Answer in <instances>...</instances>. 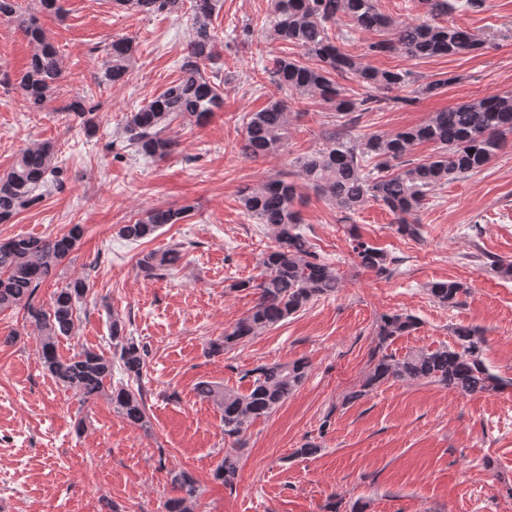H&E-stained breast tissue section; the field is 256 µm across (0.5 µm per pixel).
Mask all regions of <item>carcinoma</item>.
I'll return each instance as SVG.
<instances>
[{"label": "carcinoma", "mask_w": 512, "mask_h": 512, "mask_svg": "<svg viewBox=\"0 0 512 512\" xmlns=\"http://www.w3.org/2000/svg\"><path fill=\"white\" fill-rule=\"evenodd\" d=\"M37 8L17 17L15 0H0V19H19V26L33 47L28 66L18 82L27 108L43 109L64 74L59 49L39 23L41 12L58 13L60 0H36ZM219 0H115L127 10L145 15L172 14L189 8L192 33L179 66V77L164 91L126 116L124 142L146 158L165 159L177 141L166 134L171 124L182 119L203 124L214 112L224 110V89L205 75L206 63L218 58V35L212 19ZM424 19L401 23L381 12L377 0H270L273 40L291 43L317 59L309 66L288 55L276 56L264 69L277 90L289 91L294 101L274 98L245 123L240 145L242 154L261 159L284 151L292 119L301 115L292 103L311 100L336 112L333 128L324 135L322 148L298 161L292 176L268 178L247 184L238 191L247 214L263 225L275 245L260 260L256 277L238 280L233 290H251L255 304L224 334L209 342V350L220 354L298 313L311 301L332 295L342 288L343 276L336 267L319 258L301 232L295 209L298 183L315 189L336 205L349 221L370 200L383 204L397 219V231L411 237L421 235L418 213L430 192L439 184L484 168L507 144L512 134V92L476 98L456 107L433 112L421 124L395 134L371 133L354 136L362 116L406 102L391 95L393 90L416 82L409 70H380L362 58L347 54L329 36L328 26L346 17L354 29L374 34L367 54L398 53L410 59L450 57L476 51L481 41L470 32L442 25L438 19L454 9L457 0H420ZM137 52L135 39L114 36L97 77L98 83H124L130 75ZM354 78L384 92L353 99L338 79ZM102 106L84 96L73 99L63 112L84 118ZM432 143L438 152L425 160L408 159L414 147ZM62 184L56 150L49 142H33L22 149L11 169L0 176V223L10 222L21 210L39 200L38 190L48 182ZM192 206L157 207L144 212L130 224H120L117 234L131 241L150 237L167 225L180 224ZM82 227L73 225L56 236H17L0 241V312L21 308L36 333L40 363L52 379L72 391L80 405L106 399L131 426L151 430L141 389L129 384L112 385L114 363L127 378L140 380L147 351L127 335L126 325L114 317L109 325L112 356L80 347L68 356L59 352L63 338L75 334L76 303L86 295L89 284L76 278L56 291L50 303L36 301L41 285L57 272L74 251ZM352 253L357 265L378 275L391 273L396 258L374 246L361 235L350 232ZM180 258L179 251H151L138 262L147 278L160 274ZM435 302L454 307L468 292L458 281L435 282L427 288ZM419 326L409 314H388L381 318L370 369L362 382L344 396L354 403L370 396L388 381L440 384L462 396L500 392L512 388L486 365L485 339L479 329L458 326L455 345L419 349L398 358L388 352L400 336H408ZM309 364L300 358L288 363L261 364L245 374L250 385L245 392L223 388L207 380L196 384L198 396L213 402L222 411L224 436L239 439L249 424L272 414L302 385ZM236 449L224 453L214 470V478L226 486L238 477ZM175 495L166 499L164 512H195L200 489L197 479L185 469L168 471Z\"/></svg>", "instance_id": "1"}]
</instances>
